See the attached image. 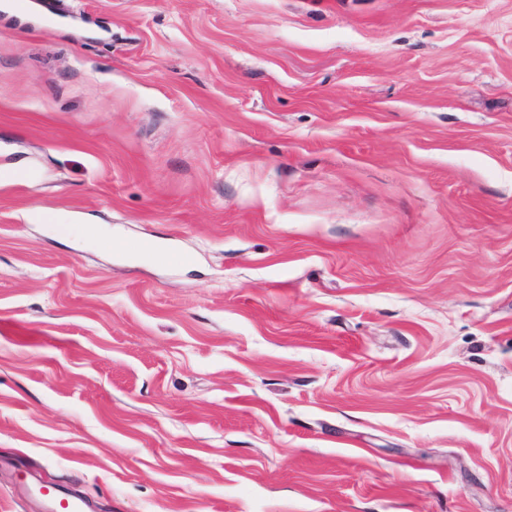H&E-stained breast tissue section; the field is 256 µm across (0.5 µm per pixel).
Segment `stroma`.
<instances>
[{"mask_svg":"<svg viewBox=\"0 0 512 512\" xmlns=\"http://www.w3.org/2000/svg\"><path fill=\"white\" fill-rule=\"evenodd\" d=\"M42 479L512 512V0L0 7V512Z\"/></svg>","mask_w":512,"mask_h":512,"instance_id":"35a3bbf8","label":"stroma"}]
</instances>
